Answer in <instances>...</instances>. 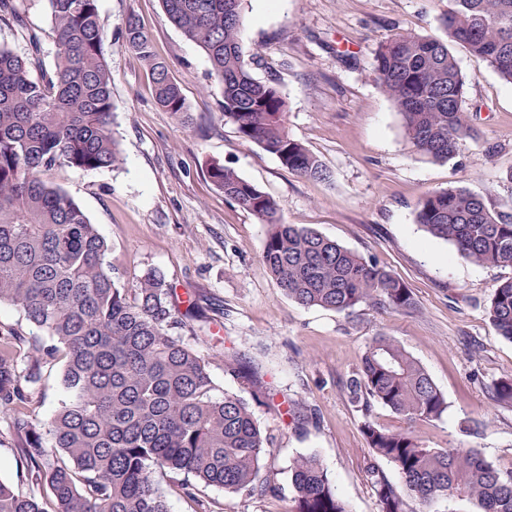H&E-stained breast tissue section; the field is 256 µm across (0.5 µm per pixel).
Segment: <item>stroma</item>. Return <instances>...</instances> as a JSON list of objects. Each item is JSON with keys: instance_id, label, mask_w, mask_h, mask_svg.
<instances>
[{"instance_id": "obj_1", "label": "stroma", "mask_w": 512, "mask_h": 512, "mask_svg": "<svg viewBox=\"0 0 512 512\" xmlns=\"http://www.w3.org/2000/svg\"><path fill=\"white\" fill-rule=\"evenodd\" d=\"M21 25L0 24V44L21 56L37 51L44 70L56 62L48 0H16ZM112 72L114 136L122 161L109 169L62 167L52 182L65 190L107 242L112 274L137 288L159 272L200 316L179 334L200 336L218 391L251 402L272 444L263 474L275 495L255 499L197 486L195 500L165 487L170 512H291V464L317 454L349 512H379L372 471L394 485L395 465L375 457L364 421L395 430L387 407L353 402L346 387L374 336H392L430 375L447 412L418 423L432 448L480 452L512 469V403L493 400L512 379V342L490 322L493 289L512 267L476 265L415 221L429 193L459 188L512 214V86L466 48L452 51L468 76L463 109L478 128L455 157L434 162L404 135L402 117L373 80L376 53L388 37L412 32L443 37L448 0H243L240 43L251 75L275 84L287 103L289 135L330 170L327 182L299 177L259 145L243 141L220 110V84L205 52L167 18L161 0H98ZM136 15L156 54L180 83L190 125L159 108L148 67L125 46L124 21ZM217 162L275 199L285 223L314 228L390 270L410 288L417 308L339 313L306 307L277 286L262 259L268 231L226 199L206 169ZM0 480L27 493L26 464L0 414Z\"/></svg>"}]
</instances>
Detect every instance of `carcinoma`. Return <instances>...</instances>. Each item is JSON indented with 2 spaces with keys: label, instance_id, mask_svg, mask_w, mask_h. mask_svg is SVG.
<instances>
[{
  "label": "carcinoma",
  "instance_id": "obj_1",
  "mask_svg": "<svg viewBox=\"0 0 512 512\" xmlns=\"http://www.w3.org/2000/svg\"><path fill=\"white\" fill-rule=\"evenodd\" d=\"M242 3L162 0L168 19L205 51L222 87L224 119L240 137L296 175L326 180L327 167L289 136L278 88L247 68ZM49 8L57 45L51 74L34 76L32 59L0 46V305L22 311L45 336L28 343L13 329L0 332V413L10 417L29 483L50 494L40 500L1 480L0 512H169L160 476L191 498V477L227 493L271 496L275 481L259 478L269 439L248 403L216 394L198 346L170 333L183 325L175 290L152 269L134 291L119 286L107 243L49 180L59 167L97 170L119 162L98 0H49ZM441 24L444 39L391 36L376 55L374 81L402 115L413 147L446 162L461 139L475 135L451 44L512 84V0H448ZM124 32L126 47L149 67L157 105L188 123L181 86L134 15ZM207 174L225 198L268 226L262 258L288 298L340 313L415 306L400 278L312 228L283 223L279 204L233 169L211 163ZM416 222L475 264L512 267V219L481 196L432 192L418 204ZM487 314L512 341V279L493 289ZM57 361L68 400L43 424L34 394L43 369ZM348 390L352 400L377 402L406 424L362 425L371 452L392 462L403 480L399 488L373 475L379 512H407L408 497L426 505L448 493L477 512H512V470L474 450L418 440L414 424L441 418L448 403L392 337L372 339ZM290 472L292 512H348L318 456L298 457Z\"/></svg>",
  "mask_w": 512,
  "mask_h": 512
}]
</instances>
